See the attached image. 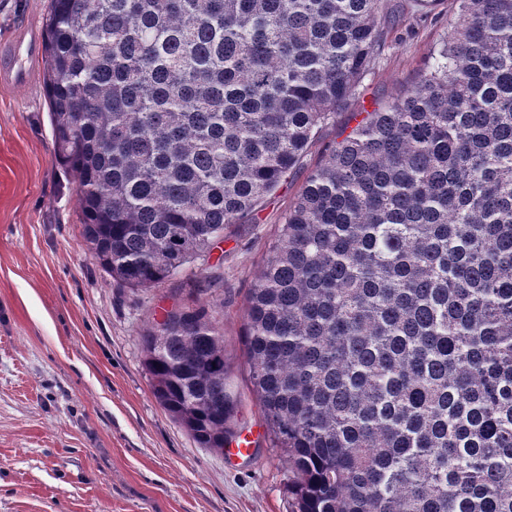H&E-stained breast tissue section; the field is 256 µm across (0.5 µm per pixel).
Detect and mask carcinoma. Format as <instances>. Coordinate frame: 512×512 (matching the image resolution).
Returning <instances> with one entry per match:
<instances>
[{"label":"carcinoma","instance_id":"carcinoma-1","mask_svg":"<svg viewBox=\"0 0 512 512\" xmlns=\"http://www.w3.org/2000/svg\"><path fill=\"white\" fill-rule=\"evenodd\" d=\"M420 77L313 168L246 299L291 512H512V0H454ZM387 0H49L54 154L87 255L158 286L255 219L387 45ZM152 393L224 453V332L142 334Z\"/></svg>","mask_w":512,"mask_h":512}]
</instances>
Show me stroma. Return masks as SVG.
<instances>
[{
  "label": "stroma",
  "mask_w": 512,
  "mask_h": 512,
  "mask_svg": "<svg viewBox=\"0 0 512 512\" xmlns=\"http://www.w3.org/2000/svg\"><path fill=\"white\" fill-rule=\"evenodd\" d=\"M388 47L302 166L230 228L208 264L148 290L121 288L83 250L73 179L55 158L40 58L0 88V512H290L288 466L272 448L249 380L244 305L276 224L356 113L399 95L448 32L453 0L423 15L390 0ZM48 0H0V43L43 33ZM219 275L221 287L195 293ZM206 305L224 327L234 431L258 434L251 461L201 448L155 400L141 335L174 303Z\"/></svg>",
  "instance_id": "35a3bbf8"
}]
</instances>
